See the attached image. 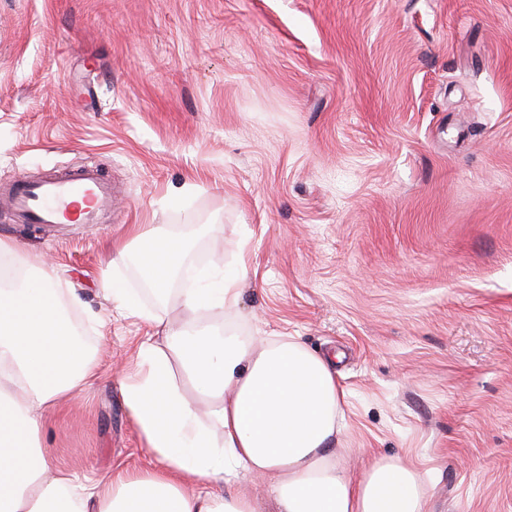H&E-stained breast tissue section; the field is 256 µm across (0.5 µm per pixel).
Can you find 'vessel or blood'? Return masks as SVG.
<instances>
[{
  "label": "vessel or blood",
  "instance_id": "obj_1",
  "mask_svg": "<svg viewBox=\"0 0 512 512\" xmlns=\"http://www.w3.org/2000/svg\"><path fill=\"white\" fill-rule=\"evenodd\" d=\"M117 205L111 181L93 164L52 178H20L0 186V207L18 224H94Z\"/></svg>",
  "mask_w": 512,
  "mask_h": 512
}]
</instances>
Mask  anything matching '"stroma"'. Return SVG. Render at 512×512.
Instances as JSON below:
<instances>
[{
	"label": "stroma",
	"instance_id": "1",
	"mask_svg": "<svg viewBox=\"0 0 512 512\" xmlns=\"http://www.w3.org/2000/svg\"><path fill=\"white\" fill-rule=\"evenodd\" d=\"M95 163L103 224H15L98 377L47 410L76 479L153 464L121 394L145 323L102 291L135 224L244 265L233 314L335 358L342 463L426 512H512V0H0V183Z\"/></svg>",
	"mask_w": 512,
	"mask_h": 512
}]
</instances>
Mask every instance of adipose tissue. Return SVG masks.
<instances>
[{"label":"adipose tissue","instance_id":"1","mask_svg":"<svg viewBox=\"0 0 512 512\" xmlns=\"http://www.w3.org/2000/svg\"><path fill=\"white\" fill-rule=\"evenodd\" d=\"M149 250L112 249V266L135 264L166 301L187 241L153 228ZM239 276L183 288L198 312H233ZM152 339L140 343L138 374L122 389L153 467L115 466L108 479L75 484L40 445L45 408L87 385L97 364L64 315L50 279L0 289V512H257L238 493L241 477L269 484L275 512H424L425 489L397 461L371 464L360 478L336 450L343 392L329 359L285 337L256 341L232 328L176 326L144 313ZM178 362L200 400V415L171 378Z\"/></svg>","mask_w":512,"mask_h":512}]
</instances>
